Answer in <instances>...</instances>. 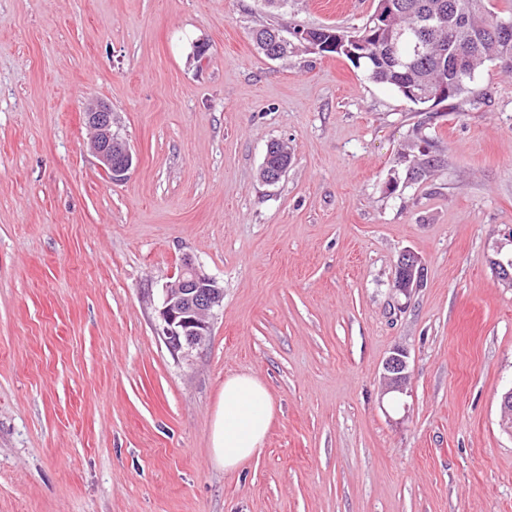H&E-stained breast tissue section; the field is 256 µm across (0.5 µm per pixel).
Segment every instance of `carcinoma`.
<instances>
[{
    "label": "carcinoma",
    "mask_w": 512,
    "mask_h": 512,
    "mask_svg": "<svg viewBox=\"0 0 512 512\" xmlns=\"http://www.w3.org/2000/svg\"><path fill=\"white\" fill-rule=\"evenodd\" d=\"M395 33L378 32L364 25L360 33L371 45L355 62L375 82L394 88L402 98L422 110L448 103L472 92L478 68L499 60L512 68V41L482 36L502 15L490 0H394ZM309 35L326 45L322 53L345 56L333 46L334 27H308ZM280 29L263 26L254 33L258 49L270 59L296 52L287 44H274Z\"/></svg>",
    "instance_id": "cac0c4a2"
}]
</instances>
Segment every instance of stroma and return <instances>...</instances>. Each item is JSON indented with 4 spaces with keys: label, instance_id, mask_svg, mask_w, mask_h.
I'll return each instance as SVG.
<instances>
[{
    "label": "stroma",
    "instance_id": "1",
    "mask_svg": "<svg viewBox=\"0 0 512 512\" xmlns=\"http://www.w3.org/2000/svg\"><path fill=\"white\" fill-rule=\"evenodd\" d=\"M375 7L0 0V512H512V287L491 266L512 253V72L485 63L430 120L345 58L252 38ZM97 100L137 158L118 184L88 146ZM423 121L437 161L415 181ZM186 255L224 305L178 361L152 303ZM396 346L405 410L381 394ZM242 373L277 414L226 472L212 422ZM274 33H277V38L282 35L279 28L263 26L257 29L254 33V41L258 49L270 59H282L288 57L289 54L295 53L301 48H295L292 44L285 46L280 43L274 45ZM274 53V54H273ZM422 272L421 259L410 252L403 253L395 268L392 291L409 297L412 290L418 287Z\"/></svg>",
    "mask_w": 512,
    "mask_h": 512
}]
</instances>
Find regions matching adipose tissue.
Returning <instances> with one entry per match:
<instances>
[{"mask_svg":"<svg viewBox=\"0 0 512 512\" xmlns=\"http://www.w3.org/2000/svg\"><path fill=\"white\" fill-rule=\"evenodd\" d=\"M274 419L272 394L258 377H226L213 419V464L227 472L239 469L262 448Z\"/></svg>","mask_w":512,"mask_h":512,"instance_id":"ef3b65f1","label":"adipose tissue"}]
</instances>
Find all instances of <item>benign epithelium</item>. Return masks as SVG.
<instances>
[{
    "label": "benign epithelium",
    "instance_id": "obj_1",
    "mask_svg": "<svg viewBox=\"0 0 512 512\" xmlns=\"http://www.w3.org/2000/svg\"><path fill=\"white\" fill-rule=\"evenodd\" d=\"M84 116L92 133L90 149L99 167L110 181L125 180L134 156L127 142L113 129L112 110L107 104L94 101L84 108ZM422 272L421 259L410 252L403 253L395 268L392 291L410 296L418 287ZM223 303L224 289L216 278L207 274L193 257H183L174 280L163 288L162 302L157 308L158 335L174 359H184L206 343L215 312ZM382 377L383 392L401 399L403 411H408L409 354L405 349H392L383 364Z\"/></svg>",
    "mask_w": 512,
    "mask_h": 512
}]
</instances>
